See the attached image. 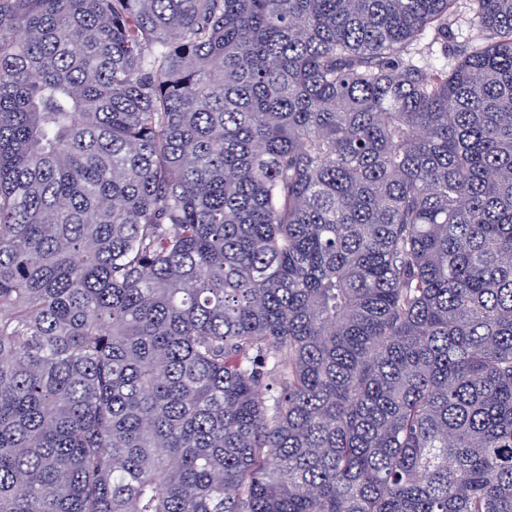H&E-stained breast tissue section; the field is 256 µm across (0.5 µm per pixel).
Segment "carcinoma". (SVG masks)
Segmentation results:
<instances>
[{
    "label": "carcinoma",
    "instance_id": "carcinoma-1",
    "mask_svg": "<svg viewBox=\"0 0 512 512\" xmlns=\"http://www.w3.org/2000/svg\"><path fill=\"white\" fill-rule=\"evenodd\" d=\"M455 2L0 0V512H512V0ZM470 8L469 0H457L454 15L450 18L457 41H464L475 36L476 31L472 29L469 23Z\"/></svg>",
    "mask_w": 512,
    "mask_h": 512
}]
</instances>
